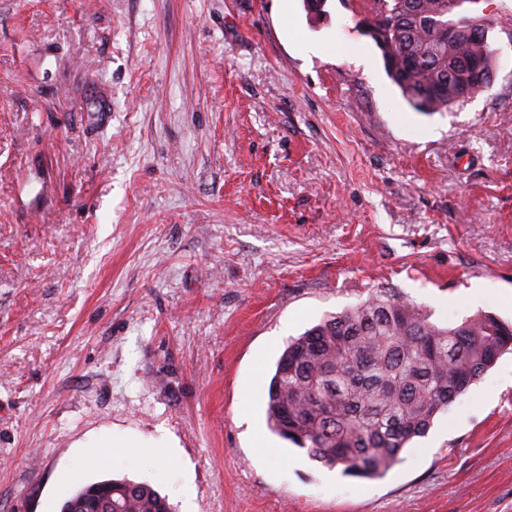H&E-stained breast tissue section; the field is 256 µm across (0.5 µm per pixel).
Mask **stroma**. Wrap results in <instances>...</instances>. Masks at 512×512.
<instances>
[{
  "mask_svg": "<svg viewBox=\"0 0 512 512\" xmlns=\"http://www.w3.org/2000/svg\"><path fill=\"white\" fill-rule=\"evenodd\" d=\"M479 12L491 85L424 114L355 0H0V512L112 477L175 512H512V351L377 479L249 432L287 342L373 294L512 323V0Z\"/></svg>",
  "mask_w": 512,
  "mask_h": 512,
  "instance_id": "35a3bbf8",
  "label": "stroma"
}]
</instances>
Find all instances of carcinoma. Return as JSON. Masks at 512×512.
Returning a JSON list of instances; mask_svg holds the SVG:
<instances>
[{
  "label": "carcinoma",
  "instance_id": "obj_1",
  "mask_svg": "<svg viewBox=\"0 0 512 512\" xmlns=\"http://www.w3.org/2000/svg\"><path fill=\"white\" fill-rule=\"evenodd\" d=\"M360 23L416 111L442 112L486 88L459 64L493 48L444 29L447 0H374ZM511 349L512 324L491 313L444 327L420 307L380 293L287 343L268 386V424L312 460L374 477ZM108 488L120 512H173L149 483L125 478L75 489L60 512Z\"/></svg>",
  "mask_w": 512,
  "mask_h": 512
}]
</instances>
